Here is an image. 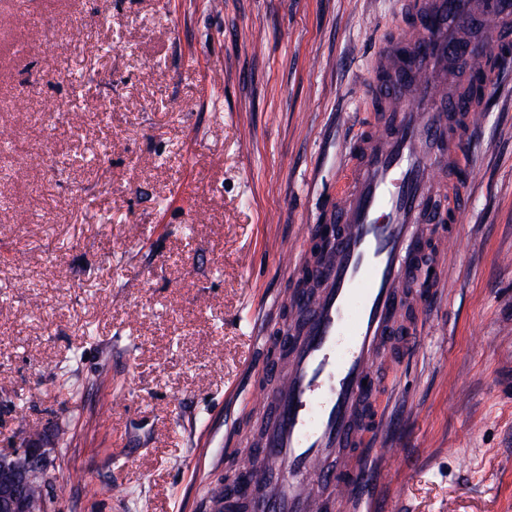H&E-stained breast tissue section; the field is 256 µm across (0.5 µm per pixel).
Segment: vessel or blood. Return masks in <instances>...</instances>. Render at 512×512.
<instances>
[{
    "label": "vessel or blood",
    "mask_w": 512,
    "mask_h": 512,
    "mask_svg": "<svg viewBox=\"0 0 512 512\" xmlns=\"http://www.w3.org/2000/svg\"><path fill=\"white\" fill-rule=\"evenodd\" d=\"M412 21L377 55L375 101L349 150V173L322 215L337 233L321 261L301 264L310 289L289 298L295 329L282 380L266 394L258 455L239 463L250 512H322L314 483L346 491L362 479L376 406L379 361L415 280L428 223L455 221L464 200L456 173L471 169L462 144L484 100L460 61L484 70L512 44V0H411ZM350 452L342 469L326 466Z\"/></svg>",
    "instance_id": "vessel-or-blood-1"
}]
</instances>
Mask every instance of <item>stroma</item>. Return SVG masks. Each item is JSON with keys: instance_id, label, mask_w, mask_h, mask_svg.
<instances>
[{"instance_id": "1", "label": "stroma", "mask_w": 512, "mask_h": 512, "mask_svg": "<svg viewBox=\"0 0 512 512\" xmlns=\"http://www.w3.org/2000/svg\"><path fill=\"white\" fill-rule=\"evenodd\" d=\"M406 0H0V456L51 512H210L273 390L299 250ZM340 512H512V74ZM67 444L57 443V428ZM97 486L96 497L84 493Z\"/></svg>"}]
</instances>
